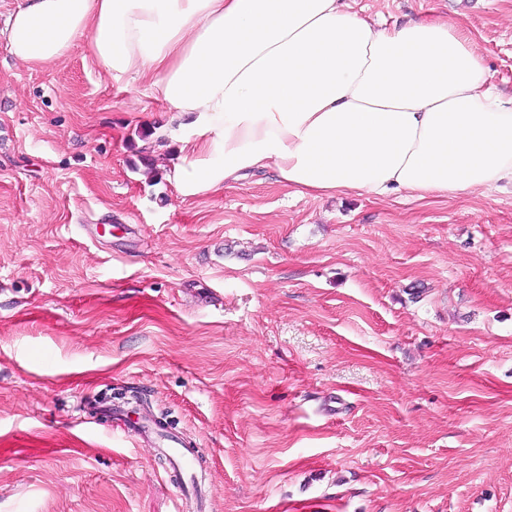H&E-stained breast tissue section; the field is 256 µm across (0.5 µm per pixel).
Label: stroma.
<instances>
[{
    "mask_svg": "<svg viewBox=\"0 0 512 512\" xmlns=\"http://www.w3.org/2000/svg\"><path fill=\"white\" fill-rule=\"evenodd\" d=\"M0 0V512H172L98 401L209 463L211 512H512V190L184 200L167 107L86 40L28 69ZM467 30L512 93V0H351Z\"/></svg>",
    "mask_w": 512,
    "mask_h": 512,
    "instance_id": "obj_1",
    "label": "stroma"
}]
</instances>
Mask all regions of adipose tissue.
<instances>
[{
    "label": "adipose tissue",
    "instance_id": "adipose-tissue-1",
    "mask_svg": "<svg viewBox=\"0 0 512 512\" xmlns=\"http://www.w3.org/2000/svg\"><path fill=\"white\" fill-rule=\"evenodd\" d=\"M83 37L182 129L167 170L182 198L268 169L315 196L512 186V95L457 25L384 27L343 0H23L7 45L38 68Z\"/></svg>",
    "mask_w": 512,
    "mask_h": 512
}]
</instances>
